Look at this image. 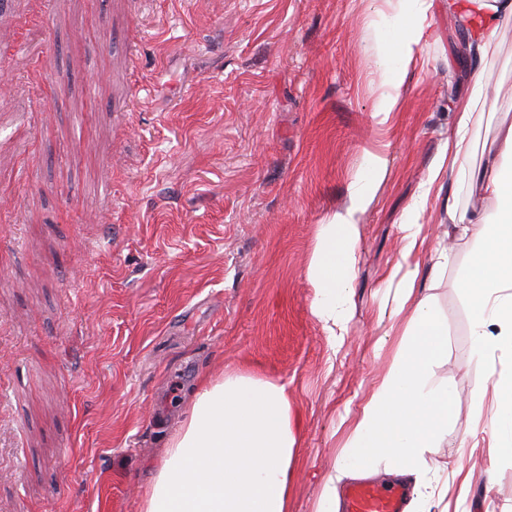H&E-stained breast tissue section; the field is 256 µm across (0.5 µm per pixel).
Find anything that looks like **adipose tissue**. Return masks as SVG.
<instances>
[{"instance_id": "adipose-tissue-1", "label": "adipose tissue", "mask_w": 512, "mask_h": 512, "mask_svg": "<svg viewBox=\"0 0 512 512\" xmlns=\"http://www.w3.org/2000/svg\"><path fill=\"white\" fill-rule=\"evenodd\" d=\"M397 2L394 17L381 29L380 65L393 77L374 112L381 125L400 105V86L415 61L426 14L427 0ZM448 14L460 22L468 52L484 59L496 53L502 27L512 21V0H448ZM487 100L483 78L475 77L458 102L440 160L400 218V258L384 281L398 349L362 406L341 417L350 434L315 512H340L338 486L344 479L380 473L413 479L406 512H431L434 502L448 495L444 468L432 459L447 447L457 422L456 391L437 377L448 361V322L434 295L420 285L419 272L426 263L439 275L455 267L448 246H428L423 223L427 202L449 170L475 203L449 204L447 234L483 242L458 280L471 299L470 358L486 374L471 389L473 416L485 422L494 467H512V123L500 125L485 160L472 165L470 127L480 122ZM387 165L383 155L365 153L350 184L349 205L320 224L307 266L310 311L335 352L353 317L350 282L362 238L357 216L370 204ZM189 405L187 418L168 440L143 512H289L300 422L285 386L237 372L205 377Z\"/></svg>"}]
</instances>
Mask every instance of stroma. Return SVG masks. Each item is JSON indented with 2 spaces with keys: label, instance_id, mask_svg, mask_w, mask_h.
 <instances>
[{
  "label": "stroma",
  "instance_id": "stroma-1",
  "mask_svg": "<svg viewBox=\"0 0 512 512\" xmlns=\"http://www.w3.org/2000/svg\"><path fill=\"white\" fill-rule=\"evenodd\" d=\"M39 9L0 0V512H142L191 390L226 371L285 385L301 423L290 512H314L347 438L340 413L396 351L378 315L399 219L475 76L512 85V22L481 61L448 0H430L380 125L375 29L392 0H53L24 24ZM367 150L389 164L359 216L335 354L306 267ZM450 201L470 204L449 172L430 240ZM470 343L450 335L438 372L461 398L434 459L472 473L467 497L448 485L455 512H512V468L490 470L473 431Z\"/></svg>",
  "mask_w": 512,
  "mask_h": 512
}]
</instances>
